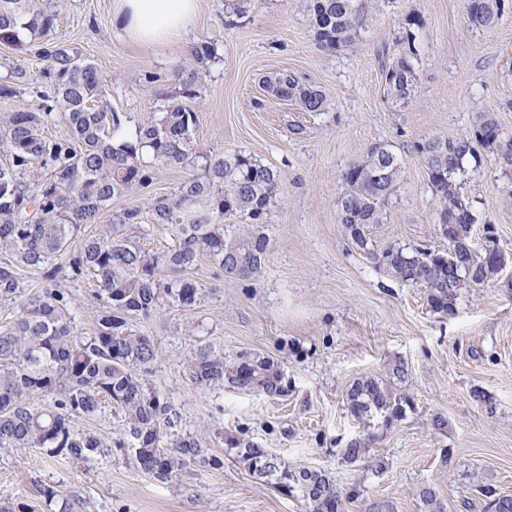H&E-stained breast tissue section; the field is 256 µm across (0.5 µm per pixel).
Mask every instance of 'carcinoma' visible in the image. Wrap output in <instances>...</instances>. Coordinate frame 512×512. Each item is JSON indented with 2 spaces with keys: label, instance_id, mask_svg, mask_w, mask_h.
I'll return each mask as SVG.
<instances>
[{
  "label": "carcinoma",
  "instance_id": "1",
  "mask_svg": "<svg viewBox=\"0 0 512 512\" xmlns=\"http://www.w3.org/2000/svg\"><path fill=\"white\" fill-rule=\"evenodd\" d=\"M503 0H468L467 19L475 29H491L502 16ZM390 0H310V22L321 48L335 52L353 44L366 31L375 9ZM224 25L233 27L244 13L241 0H227ZM56 14L40 0H0V41L13 43L25 33L32 40L47 36ZM408 48L385 71L390 100L405 106L416 89V49L407 32ZM194 65L177 72L178 91L152 118L129 127L111 111L103 97V77L97 67L63 49L46 54V74L54 87L51 105L39 111L10 113L0 129V149L9 162L0 164V250L17 265L39 269L49 283L30 295L13 324L0 329V448H45L83 460L102 447L98 438L74 429L76 418H91L101 405L112 403L125 419L118 446L125 448L142 472L170 481L202 456L197 438L181 435V414L149 385L147 375L156 359L150 337L128 330V319H150L164 305L190 306L199 285L190 273L199 258L208 256L224 275L248 279L261 268L267 238L258 220L280 191L272 168L243 153H211L195 139L197 112L189 101L197 97L200 69L215 59L216 49L203 42L191 47ZM273 95L294 101L306 112H323V93L300 83L289 72L264 79ZM62 122L67 135L50 139L45 124ZM492 153L495 162L512 170V134L502 131L491 113L470 133L453 139L423 138L415 148L438 194L439 211L460 224L464 240L471 238L465 223L457 177L476 159L475 144ZM191 168L177 189L151 204L152 223L160 224L177 244L147 251L133 233L141 227L140 213L111 214L112 199L153 179L161 167ZM48 170L44 176L38 169ZM402 159L387 143H374L367 158L347 167L345 192L339 199L337 223L395 280L426 289L429 309L446 315L454 311L459 290L477 286L499 270L502 252L469 250L455 245L459 270L448 274V252L374 248L364 227L380 223V204L397 187ZM88 225L81 251L68 267L78 275L90 272L98 283L94 294L102 309L86 335L74 326L68 294L55 287L62 270L58 260L71 238ZM18 288L14 272L0 267V295ZM192 381L205 388L229 383L242 392L269 397L286 392L280 365L264 356L224 361L207 345L194 348L188 361ZM49 398L52 405L35 404ZM351 415L388 424L403 417L405 408L391 383L376 377L357 379L346 394ZM374 437L354 438L341 454L344 462L365 461ZM238 460L250 472L275 481L297 496L306 512H343L342 502L359 499L353 485L340 493L331 476L320 469L286 465L255 442L235 447ZM487 512H512V495L491 484L478 486ZM424 512H447L437 491H418Z\"/></svg>",
  "mask_w": 512,
  "mask_h": 512
}]
</instances>
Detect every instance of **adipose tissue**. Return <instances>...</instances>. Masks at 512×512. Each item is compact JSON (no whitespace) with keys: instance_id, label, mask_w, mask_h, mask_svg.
Here are the masks:
<instances>
[{"instance_id":"1","label":"adipose tissue","mask_w":512,"mask_h":512,"mask_svg":"<svg viewBox=\"0 0 512 512\" xmlns=\"http://www.w3.org/2000/svg\"><path fill=\"white\" fill-rule=\"evenodd\" d=\"M201 0H113L112 21L131 40L155 47L187 34Z\"/></svg>"}]
</instances>
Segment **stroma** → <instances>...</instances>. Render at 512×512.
<instances>
[{
  "mask_svg": "<svg viewBox=\"0 0 512 512\" xmlns=\"http://www.w3.org/2000/svg\"><path fill=\"white\" fill-rule=\"evenodd\" d=\"M112 2L59 0L50 37L0 42V83L13 89L0 95V121L52 95L42 53L62 47L96 64L112 111L141 122L177 91L175 71L190 47L208 41L217 58L192 102L195 137L215 152L251 154L281 173L282 189L263 217L268 244L255 277H227L201 257L191 274L201 286L193 305L128 322L153 340L158 356L148 382L180 409V430L197 436L204 461L165 483L142 473L115 448L124 421L106 402L76 422L103 443L89 459L0 449V503L50 512L52 493L72 500L74 512H305L300 499L235 459L233 439L258 443L289 466L327 471L339 487L358 484L362 501L345 512L375 500L391 502L395 512H422L423 485L433 486L450 512H485L479 482L512 495V172L481 148L462 179L476 216L475 244L493 233L506 264L484 284L462 288L450 315L432 313L424 288L390 277L336 221L344 171L385 142L402 154L404 174L369 236L381 247L447 249L435 231L437 194L413 144L467 133L487 112L512 133V0H504L502 18L489 30L469 27L467 0H396L360 42L336 53L317 43L308 0H247L244 17L230 28L224 0H202L187 38L160 50L113 27ZM409 16L424 21L413 35L417 92L399 109L387 97L384 70L403 51ZM282 71L322 90L326 111L306 112L268 93L264 78ZM187 174L180 166L160 168L148 187L113 200V211H139L145 248L171 246L148 206ZM17 281L16 292L0 299V326L12 324L22 302L46 286L40 271L25 267ZM58 286L71 299L77 327L92 324L99 313L92 279L69 274ZM199 343L230 362L256 354L278 360L287 394L197 386L185 362ZM398 363L409 373L396 386L410 401L405 417L387 427L357 421L347 390L366 375L387 377ZM437 416L447 420L445 430L433 428ZM371 433L383 470L344 463L341 448Z\"/></svg>",
  "mask_w": 512,
  "mask_h": 512,
  "instance_id": "1",
  "label": "stroma"
}]
</instances>
